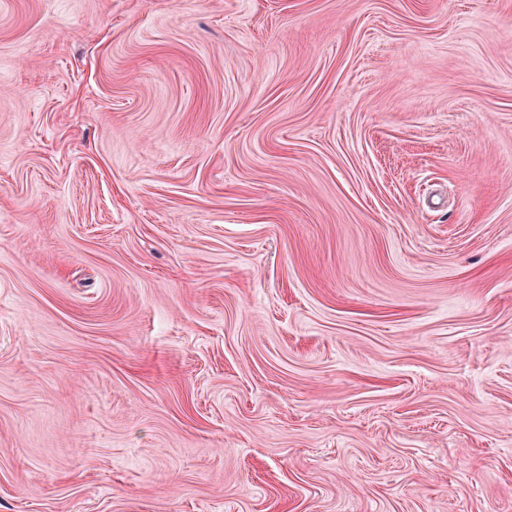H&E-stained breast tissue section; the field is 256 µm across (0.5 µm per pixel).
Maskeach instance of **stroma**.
Returning a JSON list of instances; mask_svg holds the SVG:
<instances>
[{"label":"stroma","instance_id":"1","mask_svg":"<svg viewBox=\"0 0 512 512\" xmlns=\"http://www.w3.org/2000/svg\"><path fill=\"white\" fill-rule=\"evenodd\" d=\"M0 512H512V0H0Z\"/></svg>","mask_w":512,"mask_h":512}]
</instances>
